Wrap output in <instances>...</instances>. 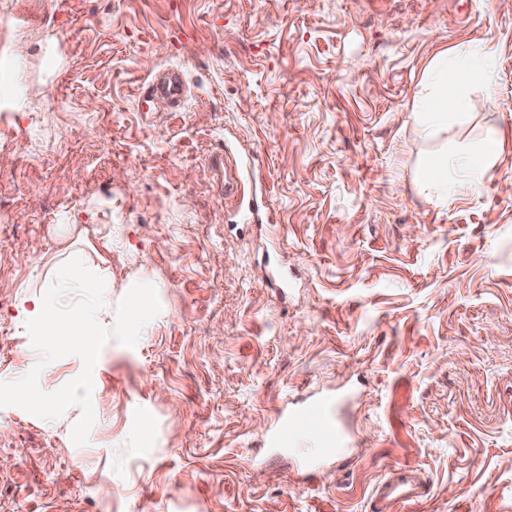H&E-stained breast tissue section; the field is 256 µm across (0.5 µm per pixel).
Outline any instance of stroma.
<instances>
[{
	"mask_svg": "<svg viewBox=\"0 0 512 512\" xmlns=\"http://www.w3.org/2000/svg\"><path fill=\"white\" fill-rule=\"evenodd\" d=\"M23 8L0 50V512H373L405 464L430 495L395 512H512V0H0V27ZM481 42L494 92L424 140L425 69ZM173 67L182 110L145 105ZM492 117L480 187L425 199L418 168ZM219 151L259 216L225 205ZM67 248L105 259L113 308L154 283L153 325L93 363L19 333ZM322 390L355 446L314 478L265 436Z\"/></svg>",
	"mask_w": 512,
	"mask_h": 512,
	"instance_id": "35a3bbf8",
	"label": "stroma"
}]
</instances>
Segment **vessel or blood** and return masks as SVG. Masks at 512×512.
<instances>
[{"label":"vessel or blood","instance_id":"1","mask_svg":"<svg viewBox=\"0 0 512 512\" xmlns=\"http://www.w3.org/2000/svg\"><path fill=\"white\" fill-rule=\"evenodd\" d=\"M145 100L161 104L171 111L182 109L187 95L178 70L155 73L147 82ZM339 401L328 393L320 394L281 413L267 439L277 449L299 446L309 440L311 447L301 456L306 469L320 473L325 464L340 458L349 442L338 421ZM430 494L429 481L412 466L397 468L373 490L376 512H393L397 504L425 501Z\"/></svg>","mask_w":512,"mask_h":512}]
</instances>
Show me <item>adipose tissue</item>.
I'll list each match as a JSON object with an SVG mask.
<instances>
[{"label": "adipose tissue", "instance_id": "1", "mask_svg": "<svg viewBox=\"0 0 512 512\" xmlns=\"http://www.w3.org/2000/svg\"><path fill=\"white\" fill-rule=\"evenodd\" d=\"M493 55V48L483 43L469 49L459 60L444 56L433 60L424 77V90L414 106L415 124L424 139H438L447 131L449 120L461 106L456 88L471 75H479L485 91H492ZM500 148V140L493 137L477 152L439 157L418 171L421 193L444 202L450 194L475 189ZM43 285V291L25 298L21 318L28 335L68 336L90 358L98 349L99 337L111 335L116 329L125 336L140 335L153 315L152 308L138 298L148 286L144 279L130 281L132 300L120 311L100 304L99 298L111 288L112 278L104 260L96 261L85 254L67 250L56 256L47 265ZM75 288L84 290V298L71 303L66 316H57L54 291Z\"/></svg>", "mask_w": 512, "mask_h": 512}]
</instances>
